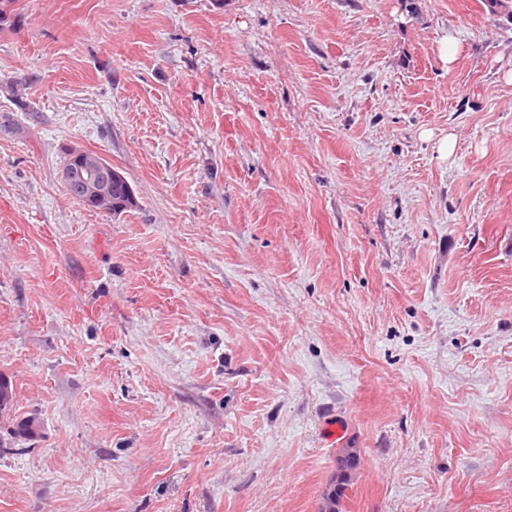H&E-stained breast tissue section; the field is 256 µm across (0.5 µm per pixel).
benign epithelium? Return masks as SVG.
Wrapping results in <instances>:
<instances>
[{
    "mask_svg": "<svg viewBox=\"0 0 512 512\" xmlns=\"http://www.w3.org/2000/svg\"><path fill=\"white\" fill-rule=\"evenodd\" d=\"M65 184L72 193L94 206L112 205V186L121 175L112 164L100 155L86 151H74L63 168Z\"/></svg>",
    "mask_w": 512,
    "mask_h": 512,
    "instance_id": "obj_1",
    "label": "benign epithelium"
}]
</instances>
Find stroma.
Returning a JSON list of instances; mask_svg holds the SVG:
<instances>
[{
    "instance_id": "35a3bbf8",
    "label": "stroma",
    "mask_w": 512,
    "mask_h": 512,
    "mask_svg": "<svg viewBox=\"0 0 512 512\" xmlns=\"http://www.w3.org/2000/svg\"><path fill=\"white\" fill-rule=\"evenodd\" d=\"M0 374V512H512V15L5 0ZM68 161L67 154L65 163ZM62 177L75 196L81 197L91 205L108 207L106 210H101L103 212L122 213L135 205V202L129 204L127 201V184L125 182L115 184L121 178L120 173L113 169L112 164L101 155L86 151L72 152L69 163L63 168ZM66 189L77 199L68 188ZM359 463V449L340 448L336 455L335 473L321 496L318 512H341V501Z\"/></svg>"
}]
</instances>
